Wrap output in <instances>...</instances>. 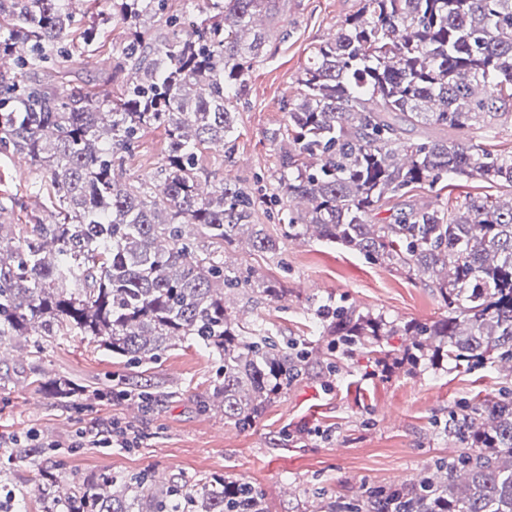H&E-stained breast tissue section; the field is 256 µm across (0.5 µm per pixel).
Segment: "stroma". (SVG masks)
Masks as SVG:
<instances>
[{"label":"stroma","instance_id":"1","mask_svg":"<svg viewBox=\"0 0 512 512\" xmlns=\"http://www.w3.org/2000/svg\"><path fill=\"white\" fill-rule=\"evenodd\" d=\"M359 0H284L279 28L289 36L252 69L246 96L237 105L235 146L203 150L199 166L210 180L253 184L256 176L274 182L280 150L272 136L284 132L287 100L300 87L312 46L332 36ZM126 33L114 23L91 46L73 42L65 82L102 86L112 73ZM164 128L141 129L138 146L123 164L127 181L151 179L165 161ZM43 171L19 153L0 154V220L36 224L52 212ZM229 264L279 281L288 294L279 301L254 294L233 304L236 315L276 328L300 342L317 339L309 305L330 299L395 322L430 321L443 309L433 288L418 277L375 265L338 246L313 240L283 241L273 253L241 247L225 252ZM19 357H0V435L34 432L54 442L51 450L19 456L0 451L19 512H42L46 474L61 486L106 474L125 477L149 472L186 485L222 475L260 487L270 512H314L312 488L347 500L372 485L415 478L462 445L442 427L448 413L477 407L512 384L505 372L467 371L448 364L375 375L376 358L362 350L339 353L335 371L321 366L271 402L250 427L225 422L204 402L213 389L218 357L193 342L179 343L158 359L132 365L113 358L93 339L59 336L24 343ZM66 377L99 389L101 399L66 403L37 391L35 379ZM153 395L149 411L131 412L130 399ZM136 427V448H77V432L107 423Z\"/></svg>","mask_w":512,"mask_h":512}]
</instances>
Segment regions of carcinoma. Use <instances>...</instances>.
Masks as SVG:
<instances>
[{
	"mask_svg": "<svg viewBox=\"0 0 512 512\" xmlns=\"http://www.w3.org/2000/svg\"><path fill=\"white\" fill-rule=\"evenodd\" d=\"M71 4L0 0V150L45 170L57 208L52 224L0 223V347L74 331L140 364L193 341L221 362L207 406L240 427L312 364L335 371L340 349L382 355L388 336L408 337L393 354L397 367L452 361L512 376V154L480 142L483 130L512 121L503 111L512 101V0H360L313 48L285 106L274 191L288 208L278 237L255 223L261 195L236 183L202 188L198 152L230 142L234 102L282 40L262 25L274 23L280 0H211L199 21L166 14L160 43L146 19L165 14L167 0H112L83 39L114 20L125 27L112 79L129 70L134 80L119 94L17 80L16 68L65 69ZM147 125L168 134L164 168L156 183H126L119 172ZM449 175L502 195L453 204L436 190ZM422 190L434 199L398 206ZM383 209L388 222L376 221ZM198 237L212 249H198ZM306 238L419 274L446 315L398 324L325 302L315 309V345L243 323L229 303L251 287L252 272L225 266L223 252L243 241L275 252ZM49 390L60 400L89 393L59 378ZM444 430L475 454L371 486L355 503L324 499L316 512H512V388L449 412ZM47 487L44 512H269L262 490L225 477L190 488L147 473L65 493Z\"/></svg>",
	"mask_w": 512,
	"mask_h": 512,
	"instance_id": "1",
	"label": "carcinoma"
}]
</instances>
